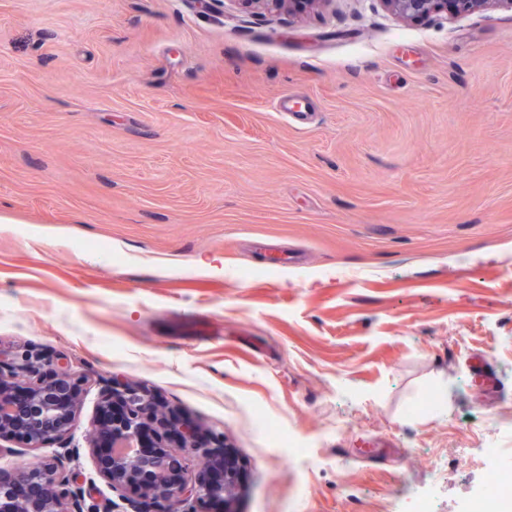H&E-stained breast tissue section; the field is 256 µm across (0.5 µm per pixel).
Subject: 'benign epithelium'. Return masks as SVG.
<instances>
[{
  "instance_id": "7a95c632",
  "label": "benign epithelium",
  "mask_w": 512,
  "mask_h": 512,
  "mask_svg": "<svg viewBox=\"0 0 512 512\" xmlns=\"http://www.w3.org/2000/svg\"><path fill=\"white\" fill-rule=\"evenodd\" d=\"M242 7L267 13H304L330 0H236ZM396 16L416 21L452 12L466 14L496 6L512 9V0H381ZM27 376L23 392L13 382ZM81 375L61 355L52 365L27 354L17 361L0 358V439L10 438L23 448H43L62 441L75 418ZM119 404L122 417L95 423L89 454L97 476L127 502L130 512H202L221 499L237 495L238 474L229 453L200 437L198 426L176 421L153 396L140 389L112 383L102 394L101 412ZM155 437L156 451L143 454L139 441L145 429ZM180 447H168L171 436ZM74 448L54 449L47 463H13L0 467V512H84L85 491L69 467ZM196 461L189 470L187 459Z\"/></svg>"
}]
</instances>
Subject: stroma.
I'll use <instances>...</instances> for the list:
<instances>
[{
    "instance_id": "obj_1",
    "label": "stroma",
    "mask_w": 512,
    "mask_h": 512,
    "mask_svg": "<svg viewBox=\"0 0 512 512\" xmlns=\"http://www.w3.org/2000/svg\"><path fill=\"white\" fill-rule=\"evenodd\" d=\"M30 351L85 375L100 512L115 381L223 437L234 512H461L483 449L512 467V10L0 0V356Z\"/></svg>"
}]
</instances>
